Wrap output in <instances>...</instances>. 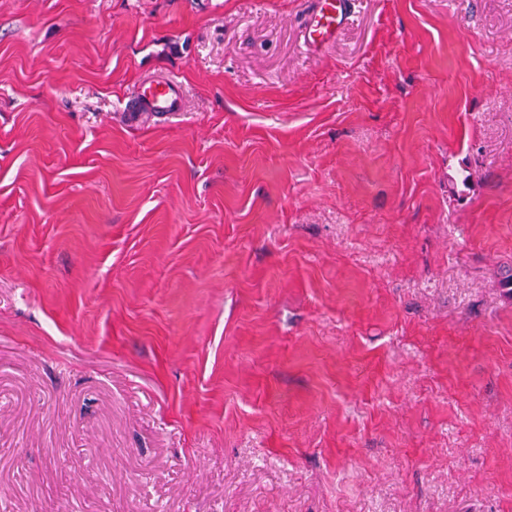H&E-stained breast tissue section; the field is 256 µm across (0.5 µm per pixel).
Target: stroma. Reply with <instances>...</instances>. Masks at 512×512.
Returning a JSON list of instances; mask_svg holds the SVG:
<instances>
[{
	"instance_id": "35a3bbf8",
	"label": "stroma",
	"mask_w": 512,
	"mask_h": 512,
	"mask_svg": "<svg viewBox=\"0 0 512 512\" xmlns=\"http://www.w3.org/2000/svg\"><path fill=\"white\" fill-rule=\"evenodd\" d=\"M311 2L0 0V512H512V0ZM356 2L353 0H314L303 20V39L308 50L328 47L340 29L350 21ZM134 99L152 112H178L182 105L179 81L165 77L138 86Z\"/></svg>"
}]
</instances>
